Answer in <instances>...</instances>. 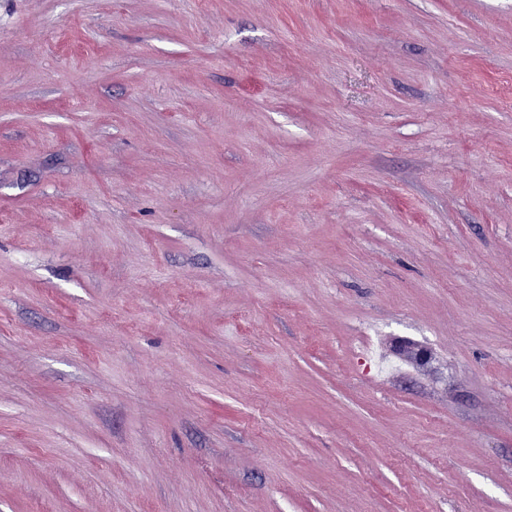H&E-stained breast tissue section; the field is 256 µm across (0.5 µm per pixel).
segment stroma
Wrapping results in <instances>:
<instances>
[{"instance_id":"1","label":"stroma","mask_w":512,"mask_h":512,"mask_svg":"<svg viewBox=\"0 0 512 512\" xmlns=\"http://www.w3.org/2000/svg\"><path fill=\"white\" fill-rule=\"evenodd\" d=\"M0 512H512V0H0Z\"/></svg>"}]
</instances>
